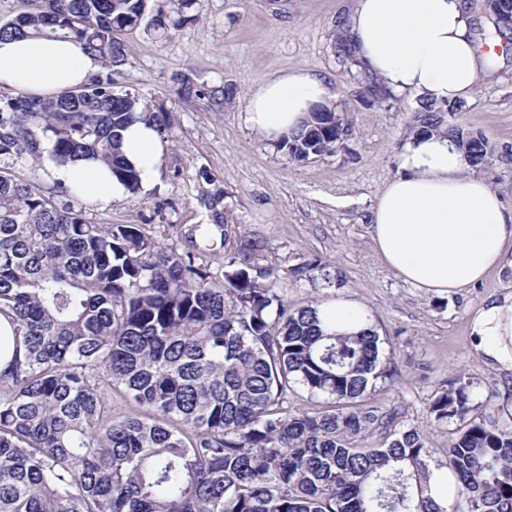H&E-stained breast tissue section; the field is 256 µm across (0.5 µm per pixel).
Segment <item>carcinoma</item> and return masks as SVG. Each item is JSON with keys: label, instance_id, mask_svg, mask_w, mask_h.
I'll list each match as a JSON object with an SVG mask.
<instances>
[{"label": "carcinoma", "instance_id": "1", "mask_svg": "<svg viewBox=\"0 0 512 512\" xmlns=\"http://www.w3.org/2000/svg\"><path fill=\"white\" fill-rule=\"evenodd\" d=\"M32 2L0 37L72 38L107 73L0 102V315L23 345L0 369V512H446L425 436L367 404L389 375L374 328L329 332L318 303L288 304L263 243L232 224L218 277L141 225L88 224L16 175L46 155L91 157L138 193L121 132L167 117L114 90L120 36L175 29L193 0L148 22L143 0ZM461 109L420 98L408 134L452 139L480 171L492 150L448 120ZM346 130L321 106L280 148L304 161L343 147ZM300 388L320 407L289 408ZM476 394L459 376L429 408L456 424L444 467L467 510L454 512H512V424L470 416Z\"/></svg>", "mask_w": 512, "mask_h": 512}]
</instances>
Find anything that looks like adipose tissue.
I'll return each mask as SVG.
<instances>
[{
	"mask_svg": "<svg viewBox=\"0 0 512 512\" xmlns=\"http://www.w3.org/2000/svg\"><path fill=\"white\" fill-rule=\"evenodd\" d=\"M464 0H356L347 36L355 57L387 88L442 104L466 98L494 57L495 40L478 44ZM101 64L71 39L0 41V88L48 97L91 80ZM326 82L303 71L263 80L251 93L249 125L273 142L298 131L313 106L329 103ZM123 151L150 188L165 146L140 121L123 133ZM400 172L377 198L370 233L382 261L425 293L444 296L482 284L512 268V206L439 136H414ZM55 179L84 200L109 204L126 194L110 170L93 160L50 165ZM325 328L354 333L370 326L367 308L339 298L322 303ZM475 352L512 371V292L484 301L470 320Z\"/></svg>",
	"mask_w": 512,
	"mask_h": 512,
	"instance_id": "obj_1",
	"label": "adipose tissue"
}]
</instances>
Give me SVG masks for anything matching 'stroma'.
I'll return each instance as SVG.
<instances>
[{
	"mask_svg": "<svg viewBox=\"0 0 512 512\" xmlns=\"http://www.w3.org/2000/svg\"><path fill=\"white\" fill-rule=\"evenodd\" d=\"M353 0H198L178 29L125 33L123 64L113 67L115 90L137 94L150 111L168 113L166 144L150 190L109 205L82 204L91 224H141L152 237L212 273L224 269L220 227L262 240L266 263L289 302L353 297L368 308L392 358V382L370 402L398 408V428L429 437L430 462L443 461L449 428L428 409L436 391L457 374L472 376L474 415L512 420V374L484 364L471 347L469 322L485 299L512 291V269L478 287L433 297L405 283L378 256L370 211L399 172L404 128L416 97L392 93L381 103L366 95L368 72L339 56L334 35ZM488 76L456 116L494 149L483 176L512 205V30H504ZM294 70L330 86L332 102L350 124L344 150L288 161L278 145L246 121V106L262 79ZM321 260L324 274L295 278L291 268Z\"/></svg>",
	"mask_w": 512,
	"mask_h": 512,
	"instance_id": "stroma-1",
	"label": "stroma"
}]
</instances>
